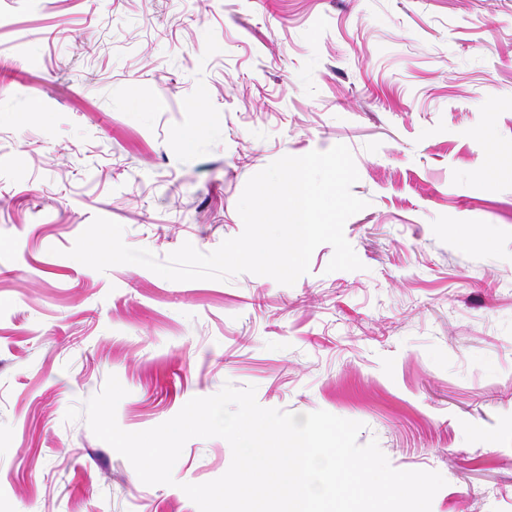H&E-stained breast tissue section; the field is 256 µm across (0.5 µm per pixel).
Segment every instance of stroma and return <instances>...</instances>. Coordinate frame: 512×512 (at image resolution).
Listing matches in <instances>:
<instances>
[{"mask_svg": "<svg viewBox=\"0 0 512 512\" xmlns=\"http://www.w3.org/2000/svg\"><path fill=\"white\" fill-rule=\"evenodd\" d=\"M337 144L360 270L328 244L291 286L66 255L98 216L212 252L251 176ZM111 375L123 430L252 385L440 473L431 512H512V0H0V512H198L181 486L228 442L143 484L65 419Z\"/></svg>", "mask_w": 512, "mask_h": 512, "instance_id": "obj_1", "label": "stroma"}]
</instances>
